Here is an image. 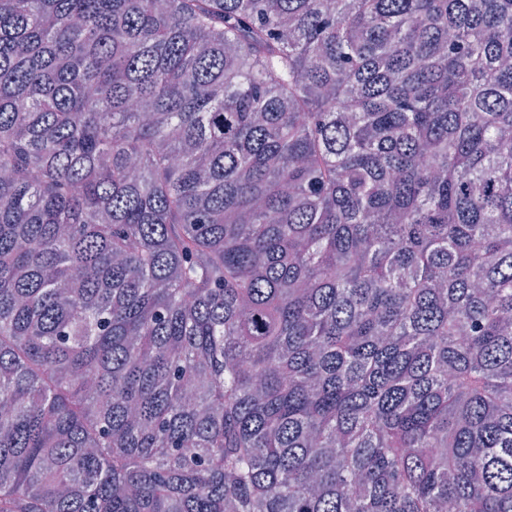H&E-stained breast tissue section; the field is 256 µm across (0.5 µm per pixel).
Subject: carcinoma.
<instances>
[{
    "label": "carcinoma",
    "instance_id": "cac0c4a2",
    "mask_svg": "<svg viewBox=\"0 0 512 512\" xmlns=\"http://www.w3.org/2000/svg\"><path fill=\"white\" fill-rule=\"evenodd\" d=\"M0 512H512V0H0Z\"/></svg>",
    "mask_w": 512,
    "mask_h": 512
}]
</instances>
